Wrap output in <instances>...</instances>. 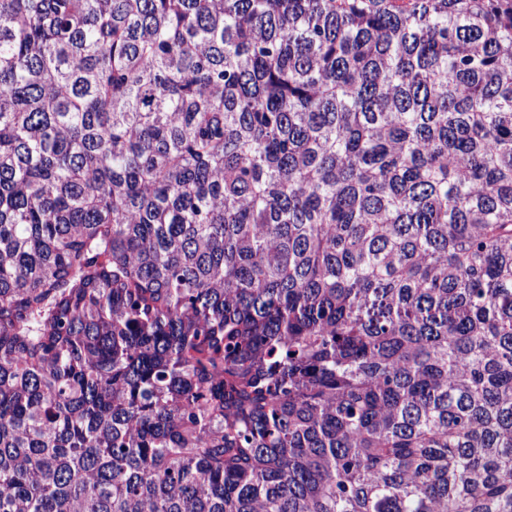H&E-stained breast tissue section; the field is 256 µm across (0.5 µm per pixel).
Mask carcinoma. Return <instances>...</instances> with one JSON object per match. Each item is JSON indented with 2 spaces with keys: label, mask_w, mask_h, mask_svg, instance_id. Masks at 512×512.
I'll return each instance as SVG.
<instances>
[{
  "label": "carcinoma",
  "mask_w": 512,
  "mask_h": 512,
  "mask_svg": "<svg viewBox=\"0 0 512 512\" xmlns=\"http://www.w3.org/2000/svg\"><path fill=\"white\" fill-rule=\"evenodd\" d=\"M0 512H512V0H0Z\"/></svg>",
  "instance_id": "obj_1"
}]
</instances>
